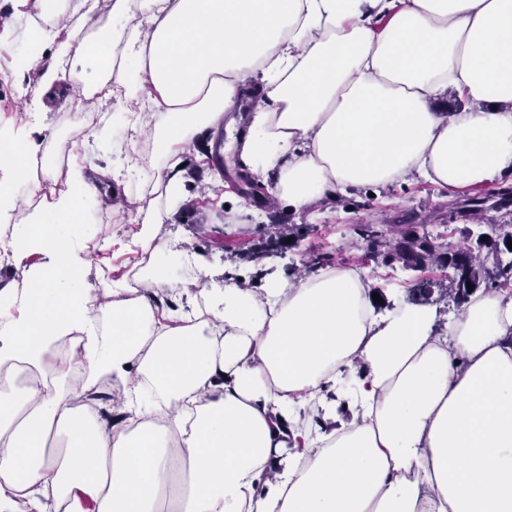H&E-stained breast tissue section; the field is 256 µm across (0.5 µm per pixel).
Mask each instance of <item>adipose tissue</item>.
I'll return each instance as SVG.
<instances>
[{
	"instance_id": "1",
	"label": "adipose tissue",
	"mask_w": 512,
	"mask_h": 512,
	"mask_svg": "<svg viewBox=\"0 0 512 512\" xmlns=\"http://www.w3.org/2000/svg\"><path fill=\"white\" fill-rule=\"evenodd\" d=\"M88 3L12 0L37 104L93 65L133 131L155 116L152 157L126 162L151 164L170 207L195 136L223 126L296 210L416 174L512 181V0H114L86 35ZM136 9L149 33L116 30ZM448 88L469 107L431 111ZM55 136L0 128V251L25 280L0 289V512H512L511 293H474L441 335L425 305L376 315L352 266L199 294L159 267L100 324L80 239L112 173L74 163L41 194L28 162ZM339 389L354 419L314 429Z\"/></svg>"
}]
</instances>
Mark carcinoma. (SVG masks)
Masks as SVG:
<instances>
[{
    "instance_id": "carcinoma-1",
    "label": "carcinoma",
    "mask_w": 512,
    "mask_h": 512,
    "mask_svg": "<svg viewBox=\"0 0 512 512\" xmlns=\"http://www.w3.org/2000/svg\"><path fill=\"white\" fill-rule=\"evenodd\" d=\"M486 196L481 189L456 207L464 219H471L484 211ZM368 233L365 259L378 266L400 263L413 270H425L436 264L447 270L446 284L441 288L443 296L460 306L470 296L467 285L473 289H511L512 260L505 262L501 255L512 253L508 242L512 241V224H490V234L478 237L476 245H447L436 238L417 231L416 224H392L384 228L367 225ZM410 300L428 302L432 295L431 282L418 280L408 287Z\"/></svg>"
}]
</instances>
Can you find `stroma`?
Returning <instances> with one entry per match:
<instances>
[{
	"label": "stroma",
	"mask_w": 512,
	"mask_h": 512,
	"mask_svg": "<svg viewBox=\"0 0 512 512\" xmlns=\"http://www.w3.org/2000/svg\"><path fill=\"white\" fill-rule=\"evenodd\" d=\"M27 40L28 25L20 18L11 35L0 41V127L28 134L37 126L51 125L57 132L51 145L54 153L88 157L119 176L118 183L104 181L98 185L103 203L90 214L96 235L86 243L91 259L88 281L99 286L103 304L114 300L111 284H131L138 269L151 262L170 269L185 282L196 278L199 269H207L213 288L223 287L224 272L231 269L248 287L258 288L274 276H296L318 251L332 253L337 264L357 265L356 228L361 224H402L413 214L432 235L455 245L475 242L481 231L480 226L469 221H449L447 191L417 175L375 193L353 189L298 212L288 210L274 203L271 192L251 195L244 182L245 168L233 147L235 136L222 129L201 133L193 144L194 149L204 152L212 136L221 137L224 159L219 167L194 161L186 167L189 188L209 189L208 200L185 203L163 223L152 227L156 241L190 240L199 264L189 263L173 251L159 255L145 252L139 243L140 221L145 211L158 203L159 191L151 167L137 171L125 167L130 142L123 135L121 107L100 105L78 89L53 112H37L32 100L38 74L18 67ZM77 115L86 126L85 134L72 130ZM116 187L123 195V209L119 212L107 204ZM277 224H306L310 230L301 239L283 240L272 246L268 239ZM366 272L379 290L381 301L375 306L379 314L407 301L408 286L420 277L435 281L443 276L439 270L422 276L399 264L370 266Z\"/></svg>",
	"instance_id": "stroma-1"
}]
</instances>
